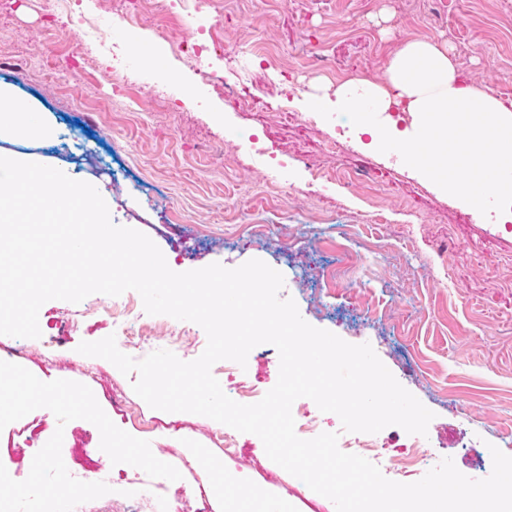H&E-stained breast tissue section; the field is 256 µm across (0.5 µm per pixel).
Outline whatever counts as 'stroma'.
Wrapping results in <instances>:
<instances>
[{
    "instance_id": "35a3bbf8",
    "label": "stroma",
    "mask_w": 512,
    "mask_h": 512,
    "mask_svg": "<svg viewBox=\"0 0 512 512\" xmlns=\"http://www.w3.org/2000/svg\"><path fill=\"white\" fill-rule=\"evenodd\" d=\"M182 0V30L209 37L202 68L184 61L167 28L151 15L110 20L112 45L87 46L82 29L47 15L45 0H0V84L42 113L43 136L0 134V153L28 155L70 178L94 185L115 224L145 233L176 272L218 263L235 268L259 259L281 272L282 297L293 298L309 324L352 344H370L397 381L435 417L428 426L430 459L399 475L397 463L416 441L402 428L376 433L377 466L385 477L411 483L443 458L472 479L492 471L491 447L512 455V227L479 216L389 150L367 138L332 105L336 81L321 56L378 82L397 47L410 40L445 41L467 78L497 94L512 93V0H227L222 20L195 13ZM272 48L276 67L256 54ZM110 69L123 93L97 85ZM340 169L346 188L327 178ZM379 192L380 206L368 200ZM96 293L80 303L50 300L39 311L41 338L0 335L23 348L21 366L43 381L86 384L109 418L150 442L161 461L181 467L167 491L152 484L123 494L122 465L104 452L76 453L64 438L65 465H98L113 493L74 512H229L231 496L243 512H335V506L271 461L261 439L239 436L237 454L210 440L219 422L186 412L150 408L132 389L133 376L109 361L77 351L80 342L112 334L106 305L139 301ZM76 328L47 345L57 319ZM146 352L199 357L204 330L156 316ZM213 375L228 397L240 383L266 394L277 382L279 354L255 347L247 366ZM120 395L138 419L112 404ZM296 427L313 423L335 432L340 449L350 433L339 417L308 398L294 402ZM56 427L48 409L32 411L0 431V464L25 479L35 455L12 448L24 424ZM223 465L214 473L209 461Z\"/></svg>"
}]
</instances>
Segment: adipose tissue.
<instances>
[{
  "mask_svg": "<svg viewBox=\"0 0 512 512\" xmlns=\"http://www.w3.org/2000/svg\"><path fill=\"white\" fill-rule=\"evenodd\" d=\"M378 112L362 131L377 147H395L408 164L438 173L454 195L474 209L494 203L501 223L512 222V188L476 193L489 174L512 169V106L493 89H478L458 72L447 43L408 41L391 56L381 82H349L336 90V106L359 112L363 101ZM16 135L46 133V126L9 90L0 88V129Z\"/></svg>",
  "mask_w": 512,
  "mask_h": 512,
  "instance_id": "obj_1",
  "label": "adipose tissue"
}]
</instances>
